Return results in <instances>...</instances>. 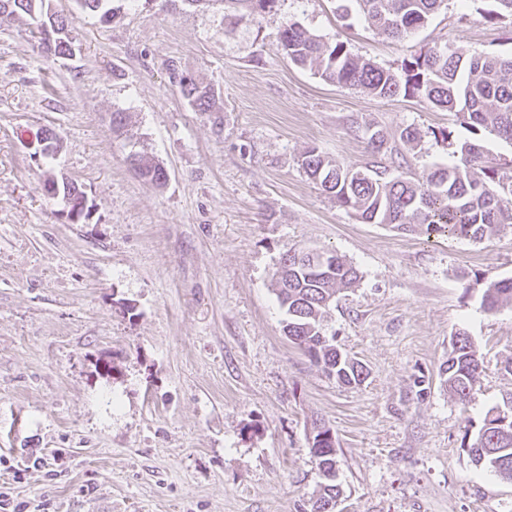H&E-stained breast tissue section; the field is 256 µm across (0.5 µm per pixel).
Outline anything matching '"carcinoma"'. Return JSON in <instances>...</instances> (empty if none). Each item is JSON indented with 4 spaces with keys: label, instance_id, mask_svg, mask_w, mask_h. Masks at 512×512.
I'll list each match as a JSON object with an SVG mask.
<instances>
[{
    "label": "carcinoma",
    "instance_id": "obj_1",
    "mask_svg": "<svg viewBox=\"0 0 512 512\" xmlns=\"http://www.w3.org/2000/svg\"><path fill=\"white\" fill-rule=\"evenodd\" d=\"M43 0H0V21L18 16L35 19V34L44 28L53 32L44 47L48 57L72 55L68 22L41 9ZM84 9L107 20L114 15L112 0H80ZM276 0H224L240 18L271 8ZM378 34L399 39L424 26L444 0H356ZM488 21L512 19V0H492ZM288 59L309 66L325 81L360 88L381 99L399 94L421 97L432 106L453 111L478 135L488 133L512 142V56L480 55L465 58L445 45L428 50L401 67L397 74L374 62L352 55L342 42H325L296 22L280 34ZM170 83L188 103L206 111L213 91L168 65ZM457 161L437 165L418 182L402 171L403 164L375 161L360 168L340 165L312 148L303 153L301 166L336 204L364 223L386 224L402 233L428 237L448 236L480 242L512 224V169L487 160L479 140L465 142L453 150ZM139 176L162 184L163 167L145 151L128 156ZM299 250L281 258L273 274V286L284 309L283 332L310 360L341 384H360L367 378L364 366L336 351L334 338L323 329L332 298L353 287L360 279L358 269L335 251ZM512 302V278L483 284L482 303L493 311ZM482 364L470 337L456 333L450 341L448 358L441 364L442 384L461 401L470 397ZM472 460L504 479L512 480V399L505 408L489 411L461 442ZM311 454L324 477L310 512H335L341 495L336 483V439L330 428L313 424Z\"/></svg>",
    "mask_w": 512,
    "mask_h": 512
}]
</instances>
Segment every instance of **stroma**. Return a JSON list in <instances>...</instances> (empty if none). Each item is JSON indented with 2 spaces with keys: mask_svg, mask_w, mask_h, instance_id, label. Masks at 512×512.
Wrapping results in <instances>:
<instances>
[{
  "mask_svg": "<svg viewBox=\"0 0 512 512\" xmlns=\"http://www.w3.org/2000/svg\"><path fill=\"white\" fill-rule=\"evenodd\" d=\"M52 7L72 57L40 54L30 18L0 27V492L27 512H308L321 421L336 438V512H512V481L461 448L512 397V306L481 304L482 282L512 277V225L474 242L365 224L300 166L312 147L364 166L366 128H409L417 140L399 149L419 178L449 160L440 130L471 133L424 99L324 81L279 41L295 22L397 72L444 44L511 55L512 22H485L489 0H444L392 41L336 0H276L242 21L224 0H135L107 23L78 0ZM172 61L214 89L211 111L170 83ZM116 112L129 138L113 134ZM44 129L62 143L50 160ZM135 142L165 185L130 168ZM50 172L82 188L88 219L68 221ZM300 247L360 272L325 318L366 367L360 385L283 333L272 274ZM460 331L483 361L465 405L439 376Z\"/></svg>",
  "mask_w": 512,
  "mask_h": 512,
  "instance_id": "35a3bbf8",
  "label": "stroma"
}]
</instances>
